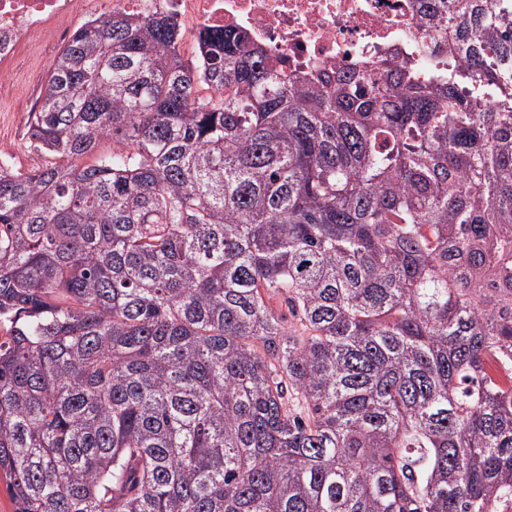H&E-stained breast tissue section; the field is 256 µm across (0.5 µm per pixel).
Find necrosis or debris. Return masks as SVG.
<instances>
[{
    "mask_svg": "<svg viewBox=\"0 0 512 512\" xmlns=\"http://www.w3.org/2000/svg\"><path fill=\"white\" fill-rule=\"evenodd\" d=\"M158 13L192 34L232 26L288 64L289 75L321 70L376 71L392 54L432 75L422 49V0H0V86L31 50L55 53L78 15Z\"/></svg>",
    "mask_w": 512,
    "mask_h": 512,
    "instance_id": "1",
    "label": "necrosis or debris"
}]
</instances>
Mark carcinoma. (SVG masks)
<instances>
[{
  "instance_id": "carcinoma-1",
  "label": "carcinoma",
  "mask_w": 512,
  "mask_h": 512,
  "mask_svg": "<svg viewBox=\"0 0 512 512\" xmlns=\"http://www.w3.org/2000/svg\"><path fill=\"white\" fill-rule=\"evenodd\" d=\"M423 2L461 55L433 80L290 79L234 29L191 68L162 15L75 31L30 125L60 162H0L15 512L512 500V0Z\"/></svg>"
}]
</instances>
